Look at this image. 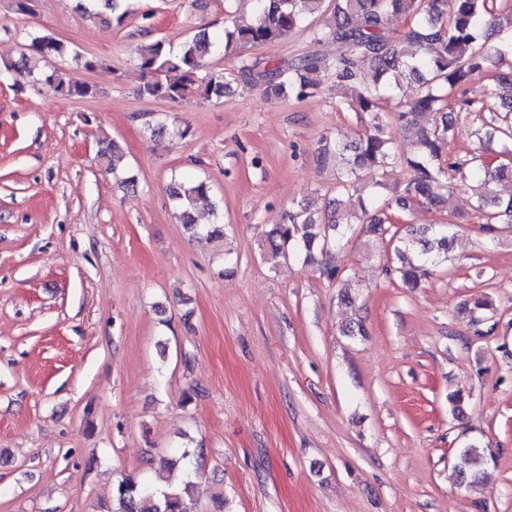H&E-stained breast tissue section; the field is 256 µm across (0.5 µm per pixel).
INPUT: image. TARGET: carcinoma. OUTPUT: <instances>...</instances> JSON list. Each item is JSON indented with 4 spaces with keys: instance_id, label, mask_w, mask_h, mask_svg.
I'll list each match as a JSON object with an SVG mask.
<instances>
[{
    "instance_id": "obj_1",
    "label": "carcinoma",
    "mask_w": 512,
    "mask_h": 512,
    "mask_svg": "<svg viewBox=\"0 0 512 512\" xmlns=\"http://www.w3.org/2000/svg\"><path fill=\"white\" fill-rule=\"evenodd\" d=\"M250 16L227 15L221 33H199L173 49L154 41L137 50L136 66L142 83V97L177 102L195 93L201 97H222L231 80L222 73L204 72L213 53L239 44H273L299 28L312 31L318 43L336 44V61L320 55L301 57L285 66L270 68L262 62L243 60L238 68L241 81L261 83L276 96L305 99L318 94L319 74L336 69V79L344 87L339 104L353 112L377 115L383 104L397 100L394 119L416 135L414 153L402 156L395 150L388 127L372 123V131L352 145L323 149L336 160V194L358 198L360 211L338 212L334 199L320 209L311 200L297 203L287 220L268 232L263 251L274 260L292 250L309 258L320 249V276L333 283L340 268L332 248H341L343 239L361 226L384 236L391 246L388 262L407 288H417L430 275L431 267L448 257L453 238L448 227L453 217L438 224L415 228L404 226L405 212L418 204L438 206L448 188L467 187L472 191L473 209L484 230L497 235L512 224V198L501 202L490 184L512 172L500 164L494 168L480 149L453 156L449 137L454 127L452 110L480 114L484 100L473 89V77L487 70L490 56L482 39L489 31L502 36L496 49L497 62L508 71L496 75L501 88L509 91L503 99V113L481 119L476 130L479 142L495 139L503 143L502 154L512 153V12L495 11L489 0H251ZM81 9L91 18L115 19L122 24L129 14V0H84ZM408 19V29L398 40L389 30L394 16ZM372 68L362 78L364 65ZM102 60L82 55L63 41L48 35L31 38L19 61L4 64L15 78L30 79L63 98L97 95L94 85L73 77V71L94 70ZM100 157L116 182L128 189L136 186L132 176L122 177L118 163L120 145L105 137L99 141ZM393 164L406 166L410 177L393 199L380 197L382 183L377 175ZM170 196L175 201L181 223L193 233H204L210 241L224 237L220 223L198 227L193 210L207 198V186L191 177L173 182ZM461 466L453 469L457 480L472 483L484 462V449L472 444L459 455ZM193 483L184 480L165 489H154L135 479L121 480L115 489V512H189L195 507Z\"/></svg>"
}]
</instances>
